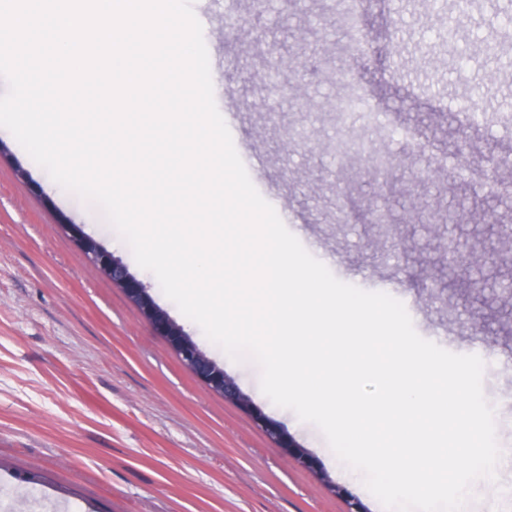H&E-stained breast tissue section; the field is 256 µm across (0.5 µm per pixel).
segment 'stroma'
<instances>
[{
	"mask_svg": "<svg viewBox=\"0 0 512 512\" xmlns=\"http://www.w3.org/2000/svg\"><path fill=\"white\" fill-rule=\"evenodd\" d=\"M497 3L459 15L451 50L430 0H356L350 25L337 0H272L260 16L252 0L231 15L224 0H193L217 108L287 229L337 279L408 304L421 337L484 361L508 454L496 480L472 485L471 512L489 503L512 512V178L491 162L512 150V25ZM317 45L326 60L313 74L263 79L268 51ZM243 77L245 96L235 90ZM281 84L300 95L280 97ZM351 93L366 102L352 122L336 110ZM271 110L282 124L269 123ZM0 145V512H350L354 500L386 512L337 466L316 426L266 398L253 361H233L187 322L97 205L49 183L9 131L0 129ZM381 154L384 196L370 176ZM343 197L386 207L392 220L337 223ZM414 200L457 223L409 221ZM481 209L493 223H475ZM64 219L119 258L317 468L287 459L247 412L184 368L77 249ZM450 235L487 256L474 285L458 282L440 247Z\"/></svg>",
	"mask_w": 512,
	"mask_h": 512,
	"instance_id": "stroma-1",
	"label": "stroma"
}]
</instances>
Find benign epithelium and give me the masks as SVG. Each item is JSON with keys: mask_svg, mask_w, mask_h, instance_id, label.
I'll list each match as a JSON object with an SVG mask.
<instances>
[{"mask_svg": "<svg viewBox=\"0 0 512 512\" xmlns=\"http://www.w3.org/2000/svg\"><path fill=\"white\" fill-rule=\"evenodd\" d=\"M307 66L308 59L306 58L297 57L290 60L277 53L267 61L265 71H282L288 67L295 71H304L307 69ZM340 213L341 222L343 223L357 219L365 224L385 223L381 212L368 211L362 213L347 200L341 205ZM62 227L71 234L79 250L103 275L138 299L140 309L148 319L153 334L167 339L168 344L176 351L182 365L188 371L212 391L250 409L254 422L269 434L278 447L282 449L286 457L309 469L314 468L311 457L299 451L300 445L296 440L280 425L268 418L261 410L253 407L249 399L236 387L232 379L224 374V371L217 369L214 361L208 358L186 337L183 329L169 316L155 309L152 296L141 280L132 275L127 267L99 242L84 234L77 225L64 223ZM441 245L444 249L448 250V255L456 262L459 275L466 280L470 279L474 270L485 263L484 254L465 251L463 245L456 238L450 237L442 241Z\"/></svg>", "mask_w": 512, "mask_h": 512, "instance_id": "7a95c632", "label": "benign epithelium"}]
</instances>
